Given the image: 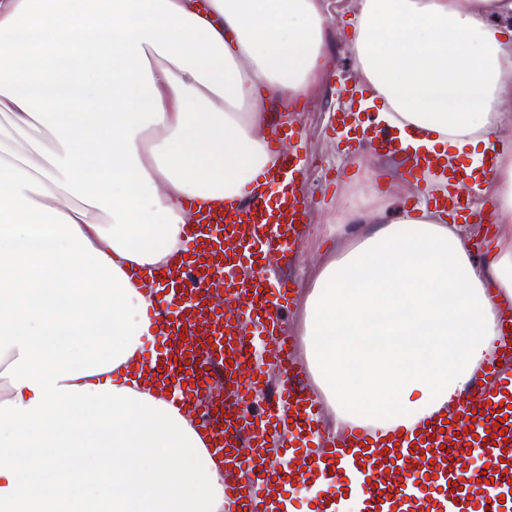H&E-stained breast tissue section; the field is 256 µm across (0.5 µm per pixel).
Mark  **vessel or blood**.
<instances>
[{
	"mask_svg": "<svg viewBox=\"0 0 512 512\" xmlns=\"http://www.w3.org/2000/svg\"><path fill=\"white\" fill-rule=\"evenodd\" d=\"M299 137L290 126L276 130V164L265 189L197 213L184 227L185 249L150 275L157 294L150 312L156 382L168 385L170 402L180 408L194 406L218 374L231 394L224 413L206 409L196 425L224 463L225 512H289L292 487L315 476L327 483L316 512H340L355 482L361 512H512V370L487 365L451 410L413 435L398 432L380 441L356 426L324 434L308 372L294 339L281 329L293 283H270L264 269L265 261L294 252L296 228L312 205L305 163L291 147ZM392 142L391 130L369 126L357 130L350 148L377 153ZM442 167L440 159L420 154L404 174L422 183ZM271 184L277 187L272 195ZM214 282L225 302L209 293ZM257 340L272 343L278 355L277 384L248 364ZM503 404L507 416L494 424L487 415ZM494 427L499 436H491ZM472 458L485 461L486 481H471L465 463Z\"/></svg>",
	"mask_w": 512,
	"mask_h": 512,
	"instance_id": "1",
	"label": "vessel or blood"
}]
</instances>
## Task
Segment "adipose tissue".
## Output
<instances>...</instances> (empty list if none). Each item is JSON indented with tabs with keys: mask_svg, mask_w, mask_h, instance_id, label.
Returning a JSON list of instances; mask_svg holds the SVG:
<instances>
[{
	"mask_svg": "<svg viewBox=\"0 0 512 512\" xmlns=\"http://www.w3.org/2000/svg\"><path fill=\"white\" fill-rule=\"evenodd\" d=\"M492 15L512 0H359L353 47L401 150L471 156L512 219ZM328 68L322 0H0V512H224L223 466L136 360L155 293L130 271L257 186L265 130ZM342 215L369 230L306 298L311 380L337 424L411 431L499 356L512 244L475 258L425 202Z\"/></svg>",
	"mask_w": 512,
	"mask_h": 512,
	"instance_id": "1",
	"label": "adipose tissue"
}]
</instances>
